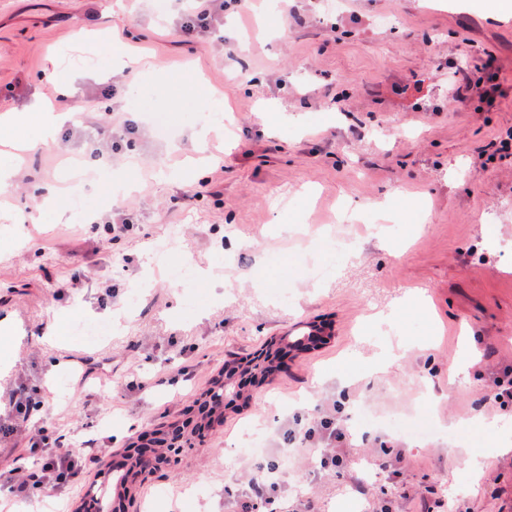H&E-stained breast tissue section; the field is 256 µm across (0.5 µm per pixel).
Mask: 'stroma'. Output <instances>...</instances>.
<instances>
[{"instance_id": "stroma-1", "label": "stroma", "mask_w": 512, "mask_h": 512, "mask_svg": "<svg viewBox=\"0 0 512 512\" xmlns=\"http://www.w3.org/2000/svg\"><path fill=\"white\" fill-rule=\"evenodd\" d=\"M267 0L224 13V38L184 40L170 0H0V115L42 102L64 113L54 141L19 150L0 141L14 168L0 194V401L23 385L44 409L32 427L74 443L97 437L101 464L142 428L184 411L225 362L307 326L330 335L293 352L248 406L224 422L177 469L146 482L130 506L143 512H227L263 461L279 464L280 503L309 494L321 512H512V449L498 429L512 404L486 403V387L512 367V160L488 161L486 145L512 129V11L479 0H313L302 21L283 0L273 26ZM117 37L137 67L113 69L77 35ZM91 53L63 94L43 71L52 55ZM492 60L504 95L448 104L452 72ZM165 66L169 87L154 83ZM120 82L116 97L101 85ZM133 121L114 159L98 165L77 219L45 214L21 235L9 214L41 206L47 187L66 190L65 165L103 140L115 114ZM395 217L384 221L382 208ZM131 210V231L88 233L91 218ZM331 225L352 245L335 275L307 242ZM500 243L483 245L484 227ZM168 261L205 276L195 291L170 280L156 250L171 229ZM77 288L58 294L81 260ZM167 261V262H168ZM150 288L137 310L128 291ZM287 289L290 305L276 293ZM114 320L90 346L69 335L74 316ZM112 385L97 405L85 395ZM365 406L402 426L358 421ZM431 416L437 433L410 430ZM331 416L350 436L366 496L324 468L315 439L281 461L291 433ZM261 434L263 457L242 458L245 431ZM484 457L480 474L465 467Z\"/></svg>"}]
</instances>
